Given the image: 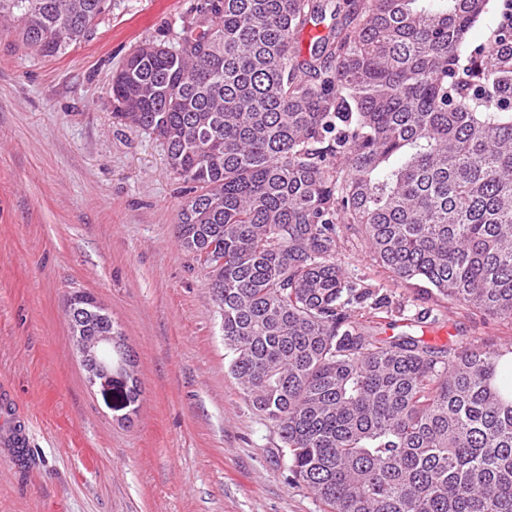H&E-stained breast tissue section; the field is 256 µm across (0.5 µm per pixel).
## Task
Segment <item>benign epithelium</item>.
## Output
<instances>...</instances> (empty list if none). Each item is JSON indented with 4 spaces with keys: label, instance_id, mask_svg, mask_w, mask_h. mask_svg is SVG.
Wrapping results in <instances>:
<instances>
[{
    "label": "benign epithelium",
    "instance_id": "7a95c632",
    "mask_svg": "<svg viewBox=\"0 0 512 512\" xmlns=\"http://www.w3.org/2000/svg\"><path fill=\"white\" fill-rule=\"evenodd\" d=\"M70 322L83 367L92 384L109 385L128 373L129 360L112 318L95 302L76 299L70 305Z\"/></svg>",
    "mask_w": 512,
    "mask_h": 512
}]
</instances>
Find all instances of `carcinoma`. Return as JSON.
Wrapping results in <instances>:
<instances>
[{"label": "carcinoma", "instance_id": "1", "mask_svg": "<svg viewBox=\"0 0 512 512\" xmlns=\"http://www.w3.org/2000/svg\"><path fill=\"white\" fill-rule=\"evenodd\" d=\"M489 0H344L302 57L318 0H206L174 42L139 45L112 115L193 184L178 239L206 269L245 398L277 423L292 478L329 512H512V342L381 338L339 225L436 304L512 325V54ZM108 0H0L52 57ZM503 2L504 0H490L489 10L479 23V28L470 42V50L478 49L480 43L483 41L484 32L489 33V31L484 28L485 26L490 25L491 27H495L498 23Z\"/></svg>", "mask_w": 512, "mask_h": 512}]
</instances>
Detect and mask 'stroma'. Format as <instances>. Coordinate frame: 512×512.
Wrapping results in <instances>:
<instances>
[{"mask_svg":"<svg viewBox=\"0 0 512 512\" xmlns=\"http://www.w3.org/2000/svg\"><path fill=\"white\" fill-rule=\"evenodd\" d=\"M204 3L111 0L89 40L53 57L0 32V382L28 411L31 439L22 463L0 458V512H327L230 373L210 280L178 240L188 183L155 135L112 117V76L130 51L175 40ZM341 266L400 305L378 336L439 348L512 339L396 282L364 248ZM76 293L124 338L130 376L111 389L82 365Z\"/></svg>","mask_w":512,"mask_h":512,"instance_id":"35a3bbf8","label":"stroma"}]
</instances>
